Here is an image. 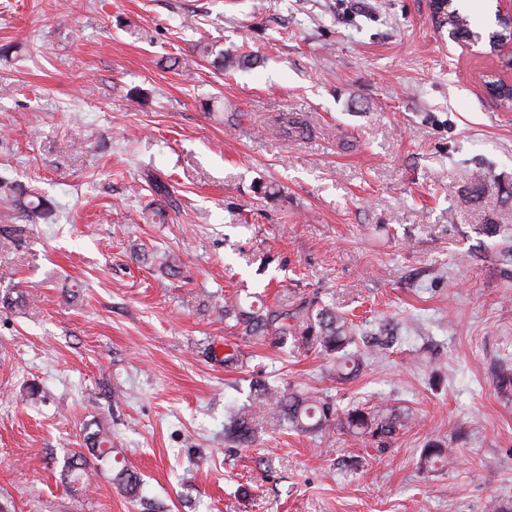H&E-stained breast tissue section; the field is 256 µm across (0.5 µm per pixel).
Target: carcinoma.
<instances>
[{
  "instance_id": "carcinoma-1",
  "label": "carcinoma",
  "mask_w": 512,
  "mask_h": 512,
  "mask_svg": "<svg viewBox=\"0 0 512 512\" xmlns=\"http://www.w3.org/2000/svg\"><path fill=\"white\" fill-rule=\"evenodd\" d=\"M439 23L448 26L449 33L465 42L483 41L490 51L502 49L512 41V31L503 19L496 20L497 28L483 35L471 29L467 14L460 10L456 0L435 3ZM8 200L20 212L45 217L52 213V204L42 198L28 195L20 188L9 185ZM224 319L241 327L242 334L258 343L272 337L281 346L317 352L332 362L336 377L349 379L362 370L364 358L352 346L357 333L352 320L329 305L316 306L312 301L290 309L286 306L271 308L264 303L243 306L238 299L224 298ZM253 404L267 409L265 417L269 428L277 431L288 427L296 432L314 434L334 425L357 438L378 439L385 443L406 427L412 414L388 405L370 408L353 407L343 410L327 396L310 392L281 391L275 384L264 383L253 387ZM255 429L247 414V407H233L224 414V439L236 445L253 442ZM87 448L99 462L111 466L114 481L120 490L133 497L140 486L137 472L125 465H112V434L98 421L86 433ZM454 449L440 443H431L423 449L419 468L428 472L438 462H451ZM91 471L89 461L80 452L73 454L64 467V479L73 485L86 487Z\"/></svg>"
}]
</instances>
